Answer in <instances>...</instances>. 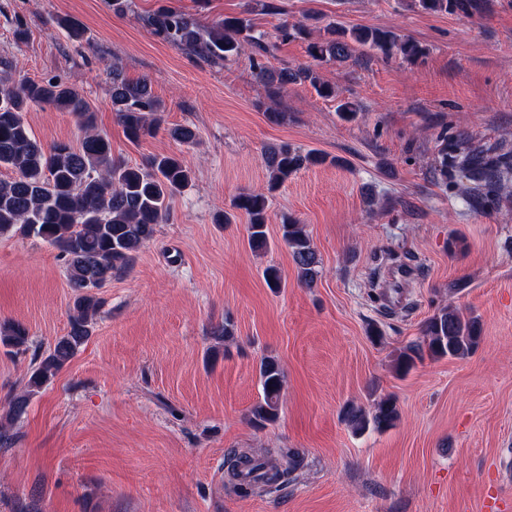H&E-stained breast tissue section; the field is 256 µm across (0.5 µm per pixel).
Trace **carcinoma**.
I'll list each match as a JSON object with an SVG mask.
<instances>
[{
  "label": "carcinoma",
  "mask_w": 512,
  "mask_h": 512,
  "mask_svg": "<svg viewBox=\"0 0 512 512\" xmlns=\"http://www.w3.org/2000/svg\"><path fill=\"white\" fill-rule=\"evenodd\" d=\"M413 6L426 14L470 15L482 9L480 0H413ZM140 21L167 43L206 61H225L249 47L265 50L263 37L254 35L250 24L238 17L202 26L179 10L160 6L140 16ZM354 45L388 59L399 57L408 64L417 63L427 54L426 47L391 29L340 24L328 25L326 36L309 43L308 52L318 62H343L351 57ZM109 75L112 112L130 141L152 137L161 130L185 145L196 141L197 133L188 125L163 127L164 108L148 80L130 81L115 66ZM256 76L265 86L279 89L308 82L322 97L337 101L336 111L342 119L356 116V106L340 98L335 87L319 82L309 68L273 70L259 63ZM32 106L55 107L72 114L84 132L80 145L75 148L58 142L45 150L32 138L23 118ZM263 161L269 173L267 190L273 192L301 168L322 163L324 156L303 153L283 143L269 148ZM0 167L15 173L9 180H0V235L18 234L57 249L66 261L74 292L66 334L34 355L25 374V389L8 402L6 423L0 424V446L7 447L13 440L10 429L26 414L30 396L47 385L92 335L101 306V298L93 289L131 266L138 251L153 239L156 226L168 220L170 201L188 186L192 171L170 156H154L141 165L114 158L109 137L95 129L90 105L82 95L58 80L26 77L16 83H0ZM450 169L474 175L479 185L471 190V199L478 206L512 183L509 153L498 152L496 146L473 148L463 136L442 148L436 159L434 170L440 182H447ZM231 207L247 217L250 247L266 249L268 198L262 193L244 192L232 200ZM281 231L301 283L312 285L320 261L308 235L287 216L282 219ZM480 338L481 326L476 318L451 304L439 305L423 326V340L406 346L395 368L405 373L426 356L466 357ZM28 347L29 336L23 325L13 323L0 328V348L24 352ZM258 374L260 399L251 407L249 421L264 427L279 418L284 373L275 358L266 356L260 361ZM398 419L397 401L392 396L377 401L368 413L353 406L344 412V420L356 433L371 427L385 430ZM278 455V461L266 454L229 457L239 493L247 496L259 486L279 483L302 461L295 448H280Z\"/></svg>",
  "instance_id": "1"
}]
</instances>
